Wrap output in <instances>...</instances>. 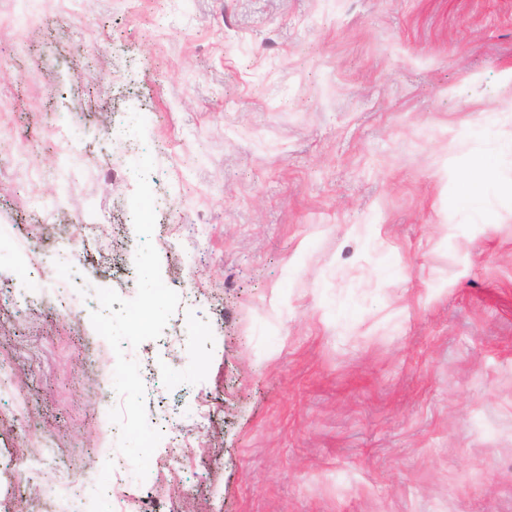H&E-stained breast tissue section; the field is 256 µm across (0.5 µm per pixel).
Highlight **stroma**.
I'll use <instances>...</instances> for the list:
<instances>
[{
	"mask_svg": "<svg viewBox=\"0 0 512 512\" xmlns=\"http://www.w3.org/2000/svg\"><path fill=\"white\" fill-rule=\"evenodd\" d=\"M510 135L512 0H0V273L26 290L0 363L30 423L0 395V499L48 495L10 473L46 439L90 489L123 460L84 299L136 294L148 153L162 279L197 301L126 351L163 434L144 512H512V192L483 219L452 180Z\"/></svg>",
	"mask_w": 512,
	"mask_h": 512,
	"instance_id": "35a3bbf8",
	"label": "stroma"
}]
</instances>
